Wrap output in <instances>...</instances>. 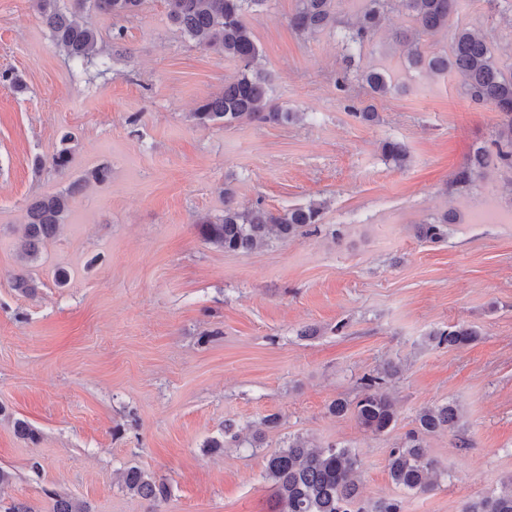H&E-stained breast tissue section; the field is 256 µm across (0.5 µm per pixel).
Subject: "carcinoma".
<instances>
[{
	"instance_id": "obj_1",
	"label": "carcinoma",
	"mask_w": 512,
	"mask_h": 512,
	"mask_svg": "<svg viewBox=\"0 0 512 512\" xmlns=\"http://www.w3.org/2000/svg\"><path fill=\"white\" fill-rule=\"evenodd\" d=\"M60 0H38L43 23L50 31L53 44L69 59L94 65L103 48L96 29L76 21L75 16L91 10L129 17L138 14L145 0H73L68 10ZM167 14L180 31L206 51L217 53L237 64L236 76L224 83L223 91L203 100L191 113L201 126L231 125L236 122H292L303 119L299 112H283L274 103L270 83L260 66L261 50L246 17L258 11L267 0H165ZM342 0H298L289 17V25L299 34L313 35L327 29L337 30L352 63L362 54L374 35L382 28L385 16L404 12L417 26L418 35L433 36L448 29V22L460 0H364V8L355 21L340 26L337 4ZM411 66L433 74L457 73L461 88L472 102L494 108L501 114L495 150L478 147L450 182V189L461 190L483 174L490 157L503 167L512 168V68L500 66L486 39L476 30L456 27L451 35V50L446 56L430 55L421 42L411 44L407 52ZM361 79L374 94L384 96L392 88L389 75L368 71ZM76 136L61 132L60 148L52 157L57 173L67 174ZM383 156L397 167L408 161L404 144L386 139ZM83 189L82 180L67 188L32 198L26 209L24 224L25 256L36 259L40 247L66 223L76 195ZM323 205L310 203L274 213L262 205L241 209L229 192H224V215L203 219L201 234L210 244L226 252H250L269 243L272 238L287 240L311 234L321 221ZM449 215L420 228L421 236L436 241L448 235ZM481 333L473 326L454 324L430 333V340L449 348L470 344ZM397 374L388 365L361 378V394L356 401L336 400L331 411L336 416L352 414L358 424L374 434H384L397 421L395 403L384 390L386 379ZM458 406L449 402L422 408L416 417L417 427L408 431L390 449L387 467L393 483L403 489L425 491L433 485L438 466L424 446V436L455 428ZM360 461L339 443L319 446L302 435L288 437L284 445L266 457L265 477L273 483L278 512H403L398 499L366 501L359 492L357 474ZM123 486L144 499L157 501L167 494L161 479L137 467L123 475ZM54 512H88L84 502L70 496L56 495ZM461 512H512V476L496 494L482 495L464 504Z\"/></svg>"
}]
</instances>
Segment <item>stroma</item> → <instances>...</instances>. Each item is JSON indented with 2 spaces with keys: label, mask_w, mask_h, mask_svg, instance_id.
I'll list each match as a JSON object with an SVG mask.
<instances>
[{
  "label": "stroma",
  "mask_w": 512,
  "mask_h": 512,
  "mask_svg": "<svg viewBox=\"0 0 512 512\" xmlns=\"http://www.w3.org/2000/svg\"><path fill=\"white\" fill-rule=\"evenodd\" d=\"M296 4L268 0L247 20L272 98L305 121L203 127L191 112L236 66L189 40L165 0L127 18L87 15L109 53L103 75L54 47L36 0H0V73L26 85L17 93L0 82V468L12 475L0 512L17 503L54 512L55 491L90 512H277L264 457L297 434L348 446L363 497L399 499L403 512H460L512 476V169L490 166L447 192L501 116L467 99L454 75L410 66L388 37L413 30L398 13L356 61L389 74L391 92L339 86V39L295 33ZM502 8L462 0L450 24L479 28L510 67ZM368 106L379 122L356 118ZM65 129L77 137L68 178L103 164L110 176L76 197L27 265L26 206L64 186L49 161ZM388 138L405 145V167L383 156ZM228 192L243 207L326 208L314 233L227 253L203 239L198 220L222 215ZM447 212L456 216L447 238H419L420 225ZM20 273L36 279L35 295L13 288ZM457 323L479 339L430 341ZM389 363L400 368L388 382L393 429L375 435L330 413ZM448 402L459 426L425 438L437 485L396 486L390 448L420 408ZM270 415L279 424L263 429ZM19 420L37 441L17 433ZM229 422L263 429V446L225 441ZM130 467L164 479L167 496L127 492Z\"/></svg>",
  "instance_id": "obj_1"
}]
</instances>
